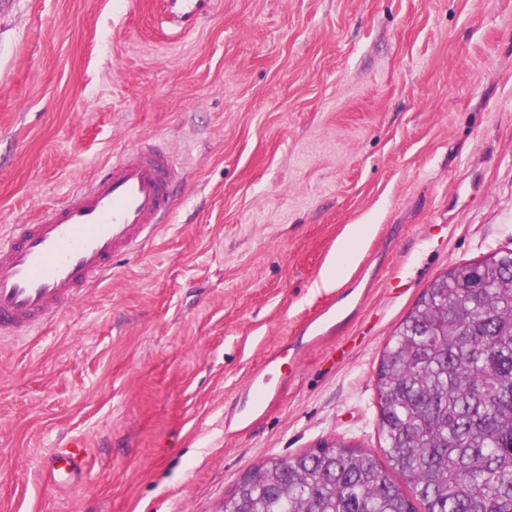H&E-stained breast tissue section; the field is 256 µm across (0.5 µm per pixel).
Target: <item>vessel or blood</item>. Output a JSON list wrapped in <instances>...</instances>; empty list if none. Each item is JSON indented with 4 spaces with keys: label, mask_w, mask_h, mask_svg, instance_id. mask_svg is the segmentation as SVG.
<instances>
[{
    "label": "vessel or blood",
    "mask_w": 512,
    "mask_h": 512,
    "mask_svg": "<svg viewBox=\"0 0 512 512\" xmlns=\"http://www.w3.org/2000/svg\"><path fill=\"white\" fill-rule=\"evenodd\" d=\"M177 171L171 157L150 145L103 166L67 202L36 223L0 235V341L48 323L112 267L156 234L173 201ZM251 411L272 393L269 377L252 372L242 389ZM85 460L82 443L58 449L47 468L52 484H68Z\"/></svg>",
    "instance_id": "b4317fda"
}]
</instances>
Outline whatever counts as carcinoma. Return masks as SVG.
<instances>
[{
	"label": "carcinoma",
	"mask_w": 512,
	"mask_h": 512,
	"mask_svg": "<svg viewBox=\"0 0 512 512\" xmlns=\"http://www.w3.org/2000/svg\"><path fill=\"white\" fill-rule=\"evenodd\" d=\"M432 281L377 372L386 463L336 442L270 458L224 512H512V251ZM400 475L401 487L394 475Z\"/></svg>",
	"instance_id": "carcinoma-1"
}]
</instances>
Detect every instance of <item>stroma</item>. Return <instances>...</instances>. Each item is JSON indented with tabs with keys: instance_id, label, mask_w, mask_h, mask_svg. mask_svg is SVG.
<instances>
[{
	"instance_id": "35a3bbf8",
	"label": "stroma",
	"mask_w": 512,
	"mask_h": 512,
	"mask_svg": "<svg viewBox=\"0 0 512 512\" xmlns=\"http://www.w3.org/2000/svg\"><path fill=\"white\" fill-rule=\"evenodd\" d=\"M201 5L182 31L161 0H0V233L116 152L151 142L180 172L152 242L0 343V512H218L271 457L383 460L393 331L449 268L512 250V0ZM288 348L262 417L225 428ZM75 439L85 468L56 487ZM282 353H275L267 362V364L252 372L243 386L242 392L245 397L250 401V408L248 412H256L265 404L272 393V387L269 385V373L263 374L264 370L271 364L279 365L278 361L281 359ZM84 445L72 442L66 448H59L51 458L47 468L48 477L53 485L68 484L74 473L78 471L85 460Z\"/></svg>"
}]
</instances>
